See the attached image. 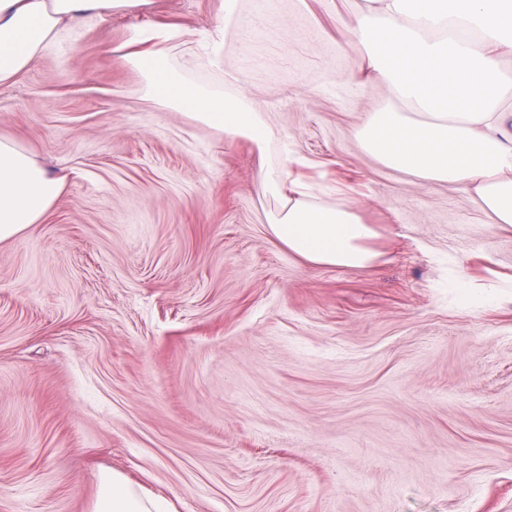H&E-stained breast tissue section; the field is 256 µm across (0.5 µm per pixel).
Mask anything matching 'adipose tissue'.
Here are the masks:
<instances>
[{"label":"adipose tissue","instance_id":"obj_1","mask_svg":"<svg viewBox=\"0 0 512 512\" xmlns=\"http://www.w3.org/2000/svg\"><path fill=\"white\" fill-rule=\"evenodd\" d=\"M140 0H0V83L32 66L63 25L108 15ZM178 26L131 39L127 55L147 64L153 93L165 103L258 150L275 128L247 99L228 103L218 92L189 84L155 66L162 44L187 38ZM364 63L391 98L409 112H372L357 132L361 146L385 166L452 186L497 225L512 227V0H365L354 28ZM64 181L10 139L0 138V241L39 223ZM288 171L266 187L284 202L268 224L290 252L319 266L360 268L378 257L377 232L349 209L308 202ZM157 498L119 473L100 477L92 512H159Z\"/></svg>","mask_w":512,"mask_h":512}]
</instances>
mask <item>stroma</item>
Here are the masks:
<instances>
[{"label":"stroma","mask_w":512,"mask_h":512,"mask_svg":"<svg viewBox=\"0 0 512 512\" xmlns=\"http://www.w3.org/2000/svg\"><path fill=\"white\" fill-rule=\"evenodd\" d=\"M273 2L220 65L163 59L267 113L262 153L124 56L222 32L224 0L86 17L0 83V138L65 178L0 241V512H90L112 471L174 512H512V229L361 147L366 113L408 109L362 70L365 0ZM284 164L376 226L373 265L271 235Z\"/></svg>","instance_id":"35a3bbf8"}]
</instances>
